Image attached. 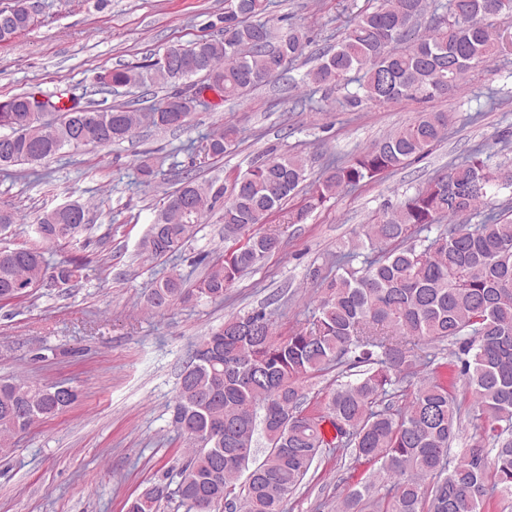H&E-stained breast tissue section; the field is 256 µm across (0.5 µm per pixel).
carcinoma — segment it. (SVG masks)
Returning a JSON list of instances; mask_svg holds the SVG:
<instances>
[{
    "mask_svg": "<svg viewBox=\"0 0 512 512\" xmlns=\"http://www.w3.org/2000/svg\"><path fill=\"white\" fill-rule=\"evenodd\" d=\"M0 10L11 42L34 25L18 9ZM491 0H447V21L418 31L427 0H382L356 18L331 52L302 82L340 87L360 74L351 106L403 99L430 101L463 88L466 76L497 51L496 24L510 13L488 10ZM269 0H233L212 26L220 37L199 38L182 47L183 57L167 63L120 65L102 73L112 87L167 86L192 76L200 90L224 80L222 100L239 99L288 70L308 46L290 27L275 30L264 20ZM170 94L149 112L124 107L103 111L77 105H43L55 116L45 128L30 112L34 95L9 98L0 112V169L44 161L69 146H109L148 124L158 130L189 125L191 112H165ZM448 134V113L419 112L355 157L328 168L297 218L382 174L398 170ZM239 137L234 124L205 137L206 158L224 157ZM306 158L262 157L236 175L230 186L213 189L187 178L166 196L187 203L186 216L149 226L141 247L152 258L182 250L219 199H224V238L244 242L214 264L194 287L173 272L144 295V307L161 313L196 298L224 300L241 276L280 249L279 238L257 227L281 209L307 180ZM512 186V168L491 169L473 157L448 165L399 206L365 225V268L346 270L324 281L307 326L286 336L275 333L267 313L231 316L195 348L216 342L211 363L190 359L179 383L174 421L190 447L175 490L167 483L145 488L127 512H158L177 498L185 512H215L219 505L240 512H284L314 463L329 449L348 450L355 459L379 464L377 479L352 490L340 512H493L500 497L512 499V220L489 212L480 224L454 220L490 204L491 188ZM71 217L70 204L42 211L35 231L46 245L74 241L88 224ZM448 220L436 237L409 242ZM86 263L66 258L55 264L37 247L0 250V301L27 298L47 284L82 278ZM457 348L461 390L431 377L412 393L402 383L430 368V350ZM359 369L355 380H336L324 410H311L303 383L330 368ZM78 398L59 383L0 379V453L12 439L69 409ZM472 400L473 419L488 439L477 440L449 458L461 424L462 401ZM335 435L327 438L324 424ZM268 446L254 459L256 431ZM246 482H240L243 472Z\"/></svg>",
    "mask_w": 512,
    "mask_h": 512,
    "instance_id": "cac0c4a2",
    "label": "carcinoma"
}]
</instances>
